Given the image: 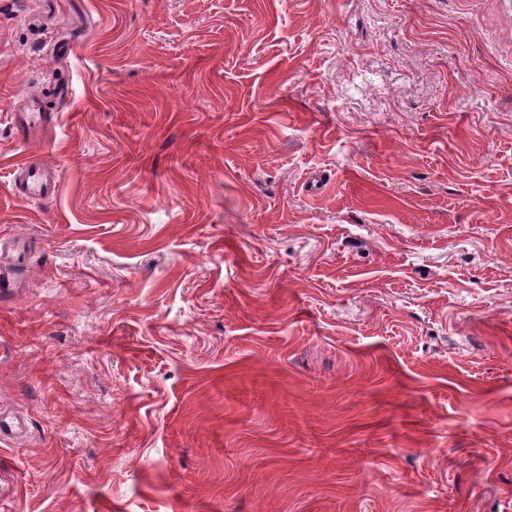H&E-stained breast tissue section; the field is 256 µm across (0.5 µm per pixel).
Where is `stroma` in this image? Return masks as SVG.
<instances>
[{
  "label": "stroma",
  "instance_id": "obj_1",
  "mask_svg": "<svg viewBox=\"0 0 512 512\" xmlns=\"http://www.w3.org/2000/svg\"><path fill=\"white\" fill-rule=\"evenodd\" d=\"M2 235L0 512H512V0H20Z\"/></svg>",
  "mask_w": 512,
  "mask_h": 512
}]
</instances>
